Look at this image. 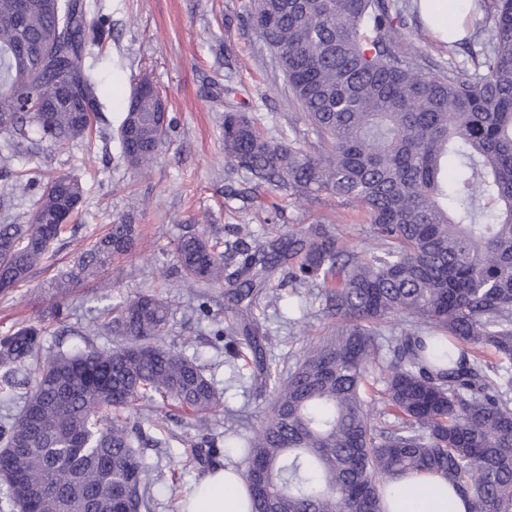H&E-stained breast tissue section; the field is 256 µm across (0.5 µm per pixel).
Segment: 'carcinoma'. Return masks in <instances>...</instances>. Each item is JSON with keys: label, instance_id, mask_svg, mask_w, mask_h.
<instances>
[{"label": "carcinoma", "instance_id": "carcinoma-1", "mask_svg": "<svg viewBox=\"0 0 512 512\" xmlns=\"http://www.w3.org/2000/svg\"><path fill=\"white\" fill-rule=\"evenodd\" d=\"M16 2L0 0V136L22 158L34 134L57 146L85 136L99 78L84 63L87 0H26L22 12ZM409 10V0H252L249 26L315 148L269 140L232 110L224 155L259 184L362 207L374 246L359 251L330 224L255 245L246 232L223 251L205 227L177 243L179 287L224 284L250 311L285 269L298 296L323 298L334 327L281 369L256 319L215 322L228 358H254L271 396L251 434H224V447L243 451L251 512H384L389 483L414 471L447 480L467 512H512V0H474L479 49L435 72L397 40ZM164 111L163 97L131 94L118 129L128 168L155 162L171 128L158 124ZM14 186L39 199L29 223L0 224L1 290L29 280L84 195L67 175ZM134 241V225L113 222L55 287L67 294ZM170 315L152 294L118 300L96 324L118 346L62 352L31 382L19 373L38 359L40 330L0 338V398L31 385L0 423V481L19 512H149L154 481L139 448L152 437L139 403L189 411L201 428L223 408L197 359L161 342ZM377 370L378 412L364 397Z\"/></svg>", "mask_w": 512, "mask_h": 512}]
</instances>
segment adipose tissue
Here are the masks:
<instances>
[{"instance_id":"adipose-tissue-1","label":"adipose tissue","mask_w":512,"mask_h":512,"mask_svg":"<svg viewBox=\"0 0 512 512\" xmlns=\"http://www.w3.org/2000/svg\"><path fill=\"white\" fill-rule=\"evenodd\" d=\"M419 9L440 40L465 37L466 0H419ZM180 512H249L241 469L229 465L209 472L183 500ZM384 512H467V507L439 476L411 474L386 492Z\"/></svg>"}]
</instances>
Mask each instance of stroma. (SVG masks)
Masks as SVG:
<instances>
[{
    "instance_id": "35a3bbf8",
    "label": "stroma",
    "mask_w": 512,
    "mask_h": 512,
    "mask_svg": "<svg viewBox=\"0 0 512 512\" xmlns=\"http://www.w3.org/2000/svg\"><path fill=\"white\" fill-rule=\"evenodd\" d=\"M91 37L86 65L101 73L104 87L98 117L85 138L58 149L39 142L26 159H9L11 169L39 177L67 174L78 178L83 203L47 260L28 282L0 290V337L28 323L44 326L41 357L83 348L86 342L109 347L112 335L89 327L109 300L152 293L171 305L167 345L196 357L205 373L224 392V410L213 416L207 431L198 430L189 415L172 411L154 431V444L142 448L152 478L169 481L182 476L190 491L202 473L183 452L187 441L204 437L223 442L228 414H244L259 425L269 405L245 368L226 362L221 342L211 333L212 319L233 323L224 309V289L206 287L211 320H198L195 291L176 287L168 273L178 238L200 221L211 236L234 241L238 227L250 229L262 241L288 226L333 222L346 242L368 245L365 214L342 199L322 192L312 201L298 200L287 189L256 184L224 157L223 124L227 103L252 113L267 138L306 133L308 125L298 105L289 99L282 73L264 41L246 25L250 0H89ZM405 33L434 69L449 61L463 62L474 39L449 49L409 12ZM162 92L175 129L163 140L148 173L130 170L120 157L116 131L124 117L132 86L141 78ZM125 219L139 230L131 252L116 259L115 270L89 277L63 299L69 313L58 325L52 310L58 299L53 288L59 269L72 265L81 248L104 235L109 225ZM276 303H260L254 315L272 336L269 354L291 366L309 345L329 333L321 313L323 300L300 306L285 275L273 282Z\"/></svg>"
}]
</instances>
